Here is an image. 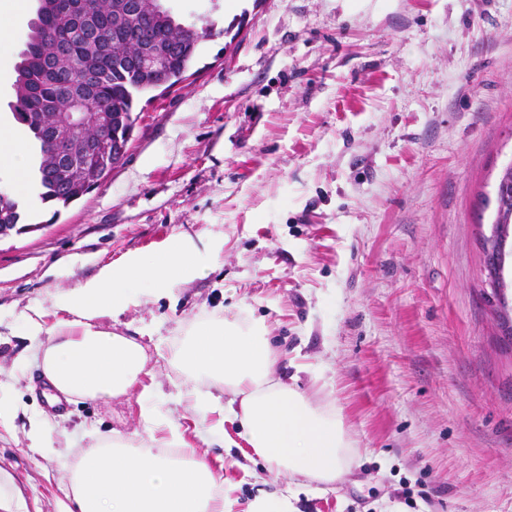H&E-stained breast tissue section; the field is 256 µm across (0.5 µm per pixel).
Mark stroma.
<instances>
[{"label": "stroma", "instance_id": "obj_1", "mask_svg": "<svg viewBox=\"0 0 512 512\" xmlns=\"http://www.w3.org/2000/svg\"><path fill=\"white\" fill-rule=\"evenodd\" d=\"M166 5L219 37L143 103L97 188L0 240V398L14 407L0 512H68L88 430L143 432L134 394L46 408L27 315L56 328L54 295L101 266L216 234L206 277L100 324L144 346L143 385L231 512L288 491L295 512H512V336L487 299L484 244L512 164V0ZM239 310L264 320L283 379L341 408L357 448L342 483L289 485L239 422L178 399L184 331Z\"/></svg>", "mask_w": 512, "mask_h": 512}]
</instances>
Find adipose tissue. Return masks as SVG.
Masks as SVG:
<instances>
[{"label": "adipose tissue", "mask_w": 512, "mask_h": 512, "mask_svg": "<svg viewBox=\"0 0 512 512\" xmlns=\"http://www.w3.org/2000/svg\"><path fill=\"white\" fill-rule=\"evenodd\" d=\"M36 148L12 113H0V189L30 179ZM224 241L198 247L188 236L150 254L132 253L99 268L55 308L69 319L54 333L30 321L33 359L47 381L71 400L130 395L146 373L147 355L135 339L103 329L99 321L132 304L134 284L167 293L205 276ZM278 354L263 320L245 314L194 324L173 363L185 379L179 398L200 414L238 420L241 437L269 470L333 486L349 472L355 448L341 409L309 396L276 372ZM140 415L149 440L96 435L70 469L68 497L77 512H229L209 463L188 451L179 424L154 405Z\"/></svg>", "instance_id": "adipose-tissue-1"}]
</instances>
